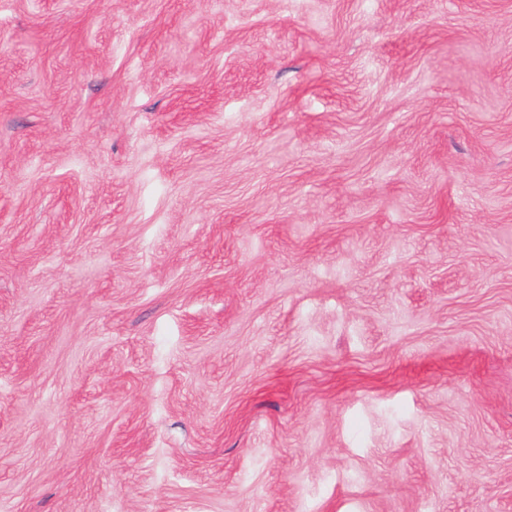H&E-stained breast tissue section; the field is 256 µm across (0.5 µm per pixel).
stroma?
<instances>
[{"instance_id":"obj_1","label":"stroma","mask_w":512,"mask_h":512,"mask_svg":"<svg viewBox=\"0 0 512 512\" xmlns=\"http://www.w3.org/2000/svg\"><path fill=\"white\" fill-rule=\"evenodd\" d=\"M0 512H512V0H0Z\"/></svg>"}]
</instances>
